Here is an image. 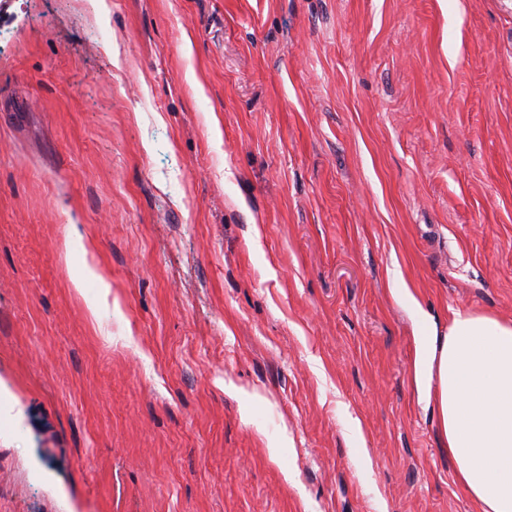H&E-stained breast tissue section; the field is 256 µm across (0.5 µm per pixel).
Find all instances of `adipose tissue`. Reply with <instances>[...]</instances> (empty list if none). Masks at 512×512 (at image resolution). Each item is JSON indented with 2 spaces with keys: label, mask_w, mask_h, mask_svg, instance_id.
I'll use <instances>...</instances> for the list:
<instances>
[{
  "label": "adipose tissue",
  "mask_w": 512,
  "mask_h": 512,
  "mask_svg": "<svg viewBox=\"0 0 512 512\" xmlns=\"http://www.w3.org/2000/svg\"><path fill=\"white\" fill-rule=\"evenodd\" d=\"M456 480L479 512H512V322L455 310L421 354Z\"/></svg>",
  "instance_id": "obj_1"
}]
</instances>
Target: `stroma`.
Instances as JSON below:
<instances>
[{
  "label": "stroma",
  "instance_id": "1",
  "mask_svg": "<svg viewBox=\"0 0 512 512\" xmlns=\"http://www.w3.org/2000/svg\"><path fill=\"white\" fill-rule=\"evenodd\" d=\"M457 309L512 320V0H0V512H477Z\"/></svg>",
  "mask_w": 512,
  "mask_h": 512
}]
</instances>
